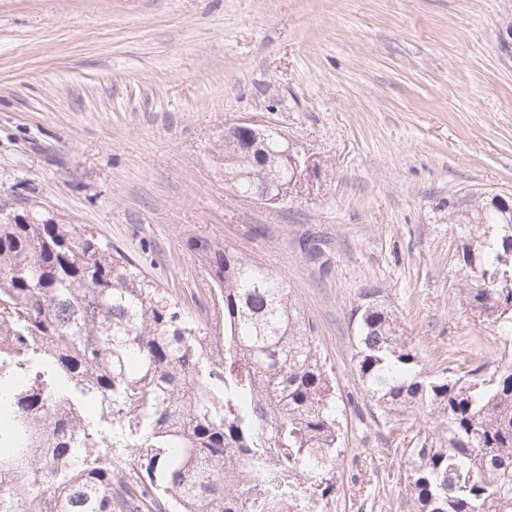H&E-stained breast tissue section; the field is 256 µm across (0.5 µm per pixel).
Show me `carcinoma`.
<instances>
[{"instance_id": "obj_1", "label": "carcinoma", "mask_w": 512, "mask_h": 512, "mask_svg": "<svg viewBox=\"0 0 512 512\" xmlns=\"http://www.w3.org/2000/svg\"><path fill=\"white\" fill-rule=\"evenodd\" d=\"M284 145L262 160L224 142L244 198L289 179ZM458 262L471 310L512 334V212L465 193ZM190 247L217 287L213 336L95 233L0 199V512H319L340 450L333 378L284 283L229 245ZM366 393L407 437L414 512H512V352L500 366L418 370L380 291L354 305ZM89 404L98 420L86 417ZM129 452L116 453L115 447Z\"/></svg>"}]
</instances>
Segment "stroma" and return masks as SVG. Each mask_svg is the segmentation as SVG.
<instances>
[{
    "mask_svg": "<svg viewBox=\"0 0 512 512\" xmlns=\"http://www.w3.org/2000/svg\"><path fill=\"white\" fill-rule=\"evenodd\" d=\"M510 24L512 0H0V194L92 228L195 317L216 295L191 237L282 279L335 382L325 512H411L402 433L435 418L366 394L351 310L379 289L428 376L512 345L467 306L448 221L465 192L512 197ZM240 120L315 163L302 197L226 188L215 148Z\"/></svg>",
    "mask_w": 512,
    "mask_h": 512,
    "instance_id": "stroma-1",
    "label": "stroma"
}]
</instances>
